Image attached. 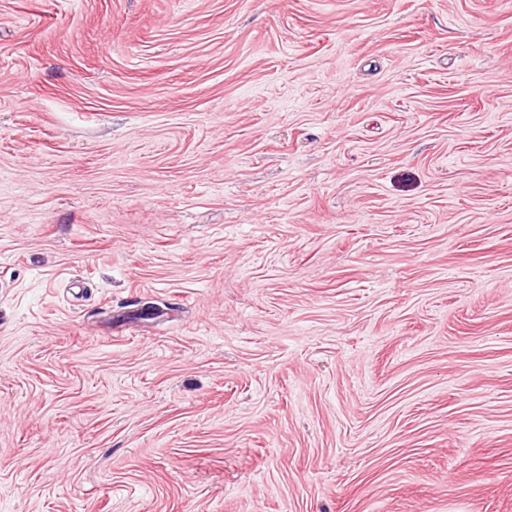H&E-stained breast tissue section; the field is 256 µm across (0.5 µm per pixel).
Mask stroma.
Segmentation results:
<instances>
[{"mask_svg": "<svg viewBox=\"0 0 512 512\" xmlns=\"http://www.w3.org/2000/svg\"><path fill=\"white\" fill-rule=\"evenodd\" d=\"M0 512H512V0H0Z\"/></svg>", "mask_w": 512, "mask_h": 512, "instance_id": "35a3bbf8", "label": "stroma"}]
</instances>
